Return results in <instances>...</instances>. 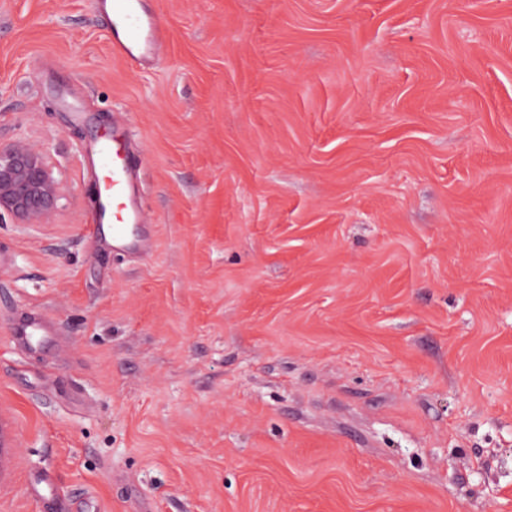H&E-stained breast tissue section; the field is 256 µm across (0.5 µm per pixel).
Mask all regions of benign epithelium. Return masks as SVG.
Instances as JSON below:
<instances>
[{"mask_svg":"<svg viewBox=\"0 0 512 512\" xmlns=\"http://www.w3.org/2000/svg\"><path fill=\"white\" fill-rule=\"evenodd\" d=\"M47 152L29 142H0V213L19 224H48L61 198V183Z\"/></svg>","mask_w":512,"mask_h":512,"instance_id":"7a95c632","label":"benign epithelium"}]
</instances>
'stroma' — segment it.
Wrapping results in <instances>:
<instances>
[{
	"instance_id": "35a3bbf8",
	"label": "stroma",
	"mask_w": 512,
	"mask_h": 512,
	"mask_svg": "<svg viewBox=\"0 0 512 512\" xmlns=\"http://www.w3.org/2000/svg\"><path fill=\"white\" fill-rule=\"evenodd\" d=\"M144 3L142 70L0 0V140L62 186L0 216V512H512V0ZM115 126L136 257L84 233ZM12 336L20 348L35 351L55 336V328L44 315L29 314L14 323Z\"/></svg>"
}]
</instances>
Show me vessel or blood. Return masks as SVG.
<instances>
[{
	"mask_svg": "<svg viewBox=\"0 0 512 512\" xmlns=\"http://www.w3.org/2000/svg\"><path fill=\"white\" fill-rule=\"evenodd\" d=\"M109 45L113 55L135 66L157 60L166 42V29L151 12L144 9L142 0H110L106 12ZM123 146L120 133L111 141L96 144L93 151L107 173L108 185L95 223L86 225L87 234L103 237L109 246H129L128 225L143 223L145 215L138 202V187L131 162L114 163V154ZM55 335L53 324L41 314H29L12 327L15 344L35 351Z\"/></svg>",
	"mask_w": 512,
	"mask_h": 512,
	"instance_id": "vessel-or-blood-1",
	"label": "vessel or blood"
}]
</instances>
